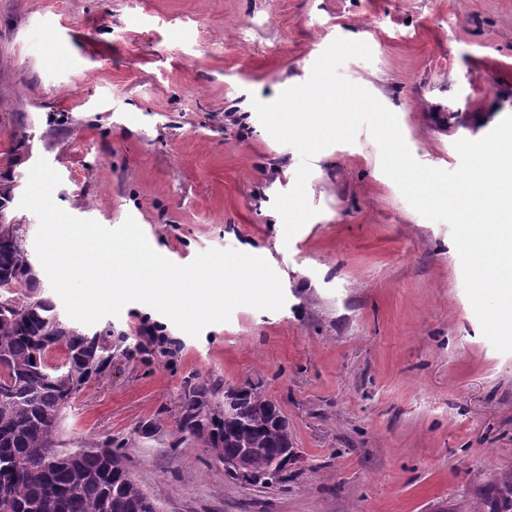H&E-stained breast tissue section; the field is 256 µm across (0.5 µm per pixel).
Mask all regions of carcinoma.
Segmentation results:
<instances>
[{
    "label": "carcinoma",
    "instance_id": "1",
    "mask_svg": "<svg viewBox=\"0 0 512 512\" xmlns=\"http://www.w3.org/2000/svg\"><path fill=\"white\" fill-rule=\"evenodd\" d=\"M30 265L22 240L0 242V497L13 512H158L117 450L78 449L43 468L59 452L62 409L112 362V331L90 335L62 318ZM60 345L62 359L49 362ZM176 433L259 477L292 447L287 418L256 385L189 386Z\"/></svg>",
    "mask_w": 512,
    "mask_h": 512
}]
</instances>
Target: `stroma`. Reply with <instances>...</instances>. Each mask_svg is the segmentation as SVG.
Returning <instances> with one entry per match:
<instances>
[{
	"mask_svg": "<svg viewBox=\"0 0 512 512\" xmlns=\"http://www.w3.org/2000/svg\"><path fill=\"white\" fill-rule=\"evenodd\" d=\"M373 59L342 73L399 121L421 164L512 115V0H0V218L33 250L29 171L55 203L114 228L134 218L170 261L264 257L277 311L234 309L191 337L131 302L94 324L112 363L60 416L65 450L122 448L160 512H490L512 478V352L483 335L447 223L415 211L367 130L311 161L319 213L285 239L273 210L300 156L253 99L305 82L335 38ZM177 342L144 351L139 333ZM261 384L295 460L271 486L230 478L177 441L187 385Z\"/></svg>",
	"mask_w": 512,
	"mask_h": 512,
	"instance_id": "35a3bbf8",
	"label": "stroma"
}]
</instances>
